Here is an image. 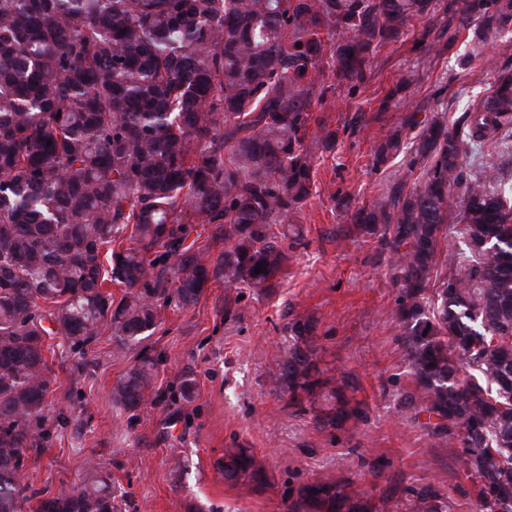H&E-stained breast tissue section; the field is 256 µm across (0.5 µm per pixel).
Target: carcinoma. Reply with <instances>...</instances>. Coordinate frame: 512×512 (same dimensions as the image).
Here are the masks:
<instances>
[{"instance_id":"carcinoma-1","label":"carcinoma","mask_w":512,"mask_h":512,"mask_svg":"<svg viewBox=\"0 0 512 512\" xmlns=\"http://www.w3.org/2000/svg\"><path fill=\"white\" fill-rule=\"evenodd\" d=\"M430 26L426 52L448 47L477 20L512 24V0H0V512H23L38 492L21 473L40 447L31 423L47 418L59 386L48 363L55 336L82 352L108 332L118 353L141 345L160 310L198 303L211 282L264 291L288 254L276 224L308 199L316 155L309 128L331 148L336 132L315 115L332 88L367 80L376 49ZM417 130L408 169L356 222L391 254L396 315L414 418L478 481V512H512V181L491 165L462 174L468 145L512 132V66L448 129L444 113ZM394 130L374 154L402 152ZM459 198V214L453 200ZM466 251L434 273L450 218ZM214 224L224 250L191 237ZM262 267L261 273L255 268ZM122 288L112 298L108 285ZM309 318L288 322L272 387L286 407L316 410L314 425L365 421L344 377L324 376ZM142 355L112 386L124 411L154 389ZM217 471L262 492L266 463L251 448L224 449ZM109 476L39 500L36 512H113ZM407 512H443L426 485ZM288 512H379L348 479L301 485Z\"/></svg>"}]
</instances>
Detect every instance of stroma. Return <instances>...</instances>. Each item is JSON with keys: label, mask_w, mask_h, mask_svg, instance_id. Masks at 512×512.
Listing matches in <instances>:
<instances>
[{"label": "stroma", "mask_w": 512, "mask_h": 512, "mask_svg": "<svg viewBox=\"0 0 512 512\" xmlns=\"http://www.w3.org/2000/svg\"><path fill=\"white\" fill-rule=\"evenodd\" d=\"M417 29L378 49L373 78L357 91L329 90L317 109L336 132L334 148L317 155L315 185L291 221L288 263L273 288L209 283L187 310L163 311L145 343L157 360L155 387L136 412L114 407L116 379L138 351L112 353L102 336L86 354L50 355L61 394L48 436L29 453L23 473L50 497L80 486L88 468L110 475L115 512H288L292 489L329 474L399 512L410 490L432 485L450 512H476V492L445 444L431 438L402 406L412 383L398 342L397 290L390 255L355 224L356 208L387 193L408 153L374 167L377 145L408 112L448 108L456 124L469 103L487 95L497 71L512 63V31L475 40L461 34L450 48H418ZM403 83L396 100L387 94ZM396 89V88H395ZM316 324L322 367L347 373L365 402L367 422L327 432L311 414L285 407L272 389L285 327L292 318ZM198 396H180L184 376ZM265 458L271 479L260 495L225 482L216 460L232 444Z\"/></svg>", "instance_id": "obj_1"}]
</instances>
